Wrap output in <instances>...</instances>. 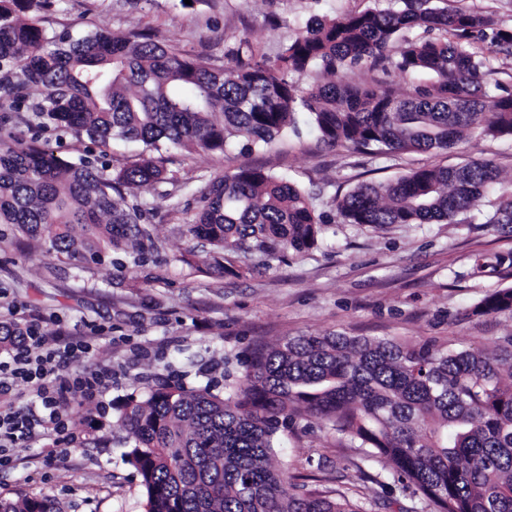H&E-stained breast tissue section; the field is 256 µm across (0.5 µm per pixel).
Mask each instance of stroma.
Wrapping results in <instances>:
<instances>
[{
    "label": "stroma",
    "mask_w": 512,
    "mask_h": 512,
    "mask_svg": "<svg viewBox=\"0 0 512 512\" xmlns=\"http://www.w3.org/2000/svg\"><path fill=\"white\" fill-rule=\"evenodd\" d=\"M374 0H44L48 27L121 36L151 30L190 57L223 63L242 36L275 55L312 16L374 7ZM298 130L265 150L241 153L162 151L168 183L139 190L150 206L143 256L118 253L79 271L34 243H0V320L39 318L53 340L88 346L81 367L112 379L93 400L74 399V443L45 431L6 449L0 499H55L61 512H145L139 473L126 462L127 432L118 407L162 381L189 388L237 381L255 345L294 336L344 333L430 342L441 348L493 351L512 335V310L480 315L473 308L512 287V226L485 223L488 202L467 224H347L332 200L362 182L396 179L419 167L491 160L512 183V138H473L448 151L374 159L320 140L305 110ZM58 157L106 155L113 167L137 161L141 147H109L69 134L43 135ZM241 165L264 167L315 195L322 224L317 247L282 259H251L249 271L206 270L209 244L190 231L196 198L211 175ZM276 460L304 476L308 489L350 490L380 497V465L361 463L320 419L282 437Z\"/></svg>",
    "instance_id": "35a3bbf8"
}]
</instances>
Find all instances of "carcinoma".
<instances>
[{
  "mask_svg": "<svg viewBox=\"0 0 512 512\" xmlns=\"http://www.w3.org/2000/svg\"><path fill=\"white\" fill-rule=\"evenodd\" d=\"M0 0V239L22 237L83 270L141 247L143 210L132 189L169 181L153 154L167 145L252 152L295 127L297 107L321 138L352 154L446 151L475 137H512V95L486 91L484 43L512 50L495 14L437 0L315 17L274 57L221 65L161 46L145 30L75 35L45 25L42 0ZM381 62L433 80L409 88L356 83L347 74ZM26 108L39 129L142 144L123 168L63 161L33 138L15 140L8 113ZM499 183L494 163L421 167L336 195L345 223L459 224ZM312 195L262 168L210 177L190 231L210 245L203 263L224 273L241 254L302 253L320 233ZM487 224H512V186ZM512 310V288L486 296L478 314ZM26 326L0 321V350ZM242 380L221 396L165 382L131 395L119 421L127 462L142 478L146 512H373L339 490L306 489L274 463L280 435L312 414L359 458L383 465L411 491L400 512H512V336L488 354L429 343L295 336L255 350ZM0 512H61L47 497L0 499Z\"/></svg>",
  "mask_w": 512,
  "mask_h": 512,
  "instance_id": "cac0c4a2",
  "label": "carcinoma"
}]
</instances>
